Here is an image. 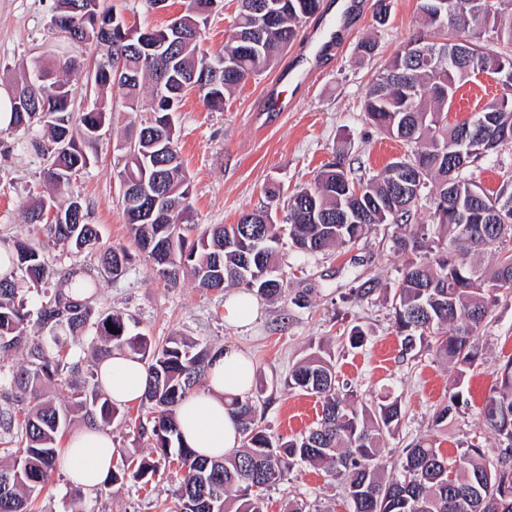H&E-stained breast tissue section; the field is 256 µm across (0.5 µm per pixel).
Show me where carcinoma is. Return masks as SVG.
<instances>
[{
	"mask_svg": "<svg viewBox=\"0 0 512 512\" xmlns=\"http://www.w3.org/2000/svg\"><path fill=\"white\" fill-rule=\"evenodd\" d=\"M100 0H54L52 15H62L75 26V35L52 61L57 67L75 65L73 53L93 43L109 47L107 60L94 74L99 99L83 111L74 109L72 84L54 76L48 83L33 84L32 70L18 81L29 109L11 97L9 122L0 126V138L19 131L32 134L34 155L47 161L45 174L55 191L66 197L39 196L27 209V221L54 243L68 245L70 255L91 254L112 278L130 270V254L123 247L105 245L98 228L87 222L84 201L76 189L75 175L91 165L87 144L100 136L112 112L104 98L110 92L131 112L141 111L140 94L150 85L155 97L159 81L170 87L172 108L149 107L153 119L140 123L135 150L122 151L114 160L120 181L146 179L165 196L166 215L151 224L141 219L137 207L124 205L131 235L156 274L175 285L180 272L191 270L198 286L213 291L243 288L261 297H276L286 277L277 264L281 232L287 231L294 249L312 256L336 246L353 244L377 224H394L399 232L394 247L404 256L400 278L392 293L394 327L402 349L409 354L426 349L452 364L462 375L480 359L479 332L498 294L512 293V189L490 192L463 176L478 159L512 143V0H451L448 15L438 16L433 0H418L423 30L412 38L424 55L423 62L409 60L400 48L377 73L366 92L363 112L369 124L411 146V154L394 161L380 173L355 181L343 158L328 164L312 184L287 197L282 225L265 210L243 214L236 224H213L189 239L191 183L185 173L170 113L183 100L193 75L203 65L224 69L214 85H200L203 102L211 109L224 108V98L239 85L267 70L292 45L301 24L317 15L322 0H283L277 24L263 33L262 46L244 49L253 27L251 0H240L231 38L219 53L200 52L203 28L213 0H187L173 21L180 24L185 41L168 42L171 27L153 30L156 43L166 53L151 60L135 53L141 32L123 27L106 39L95 27V18L110 12ZM454 39L468 44L471 66L501 78L502 94L486 102L474 116L452 127L448 110L470 73L454 62ZM505 47L500 51L492 44ZM122 67L131 81L114 87L112 70ZM47 130L49 143L33 136L34 127ZM469 129L476 141L469 158L455 161L458 138ZM404 169L420 189L434 193L432 223L414 224L416 201L398 197L392 189L396 171ZM56 217L48 220L50 210ZM325 218L310 221V211ZM359 210L358 224L340 218ZM248 236L259 260L242 262L236 239ZM488 255L491 265L474 260ZM0 355L20 347L26 361L19 369L0 373V455L13 458L0 469V482L9 489L0 493V512H35L34 502L49 488L59 460L58 436L83 412L92 428L112 426L128 413L112 403L98 382L75 388L70 400L56 402L46 388L69 385L80 358L74 350L79 337L94 330L104 339L101 357L130 350L140 356L148 385L144 401L151 415L133 423L141 436L152 440L160 459L129 457L96 489L110 495L117 482L147 485L160 462L176 463L182 481L172 492L169 512H265V494L287 479L302 463L321 466L343 486L351 512H512V358L505 361L490 389L477 424L495 433L503 448L498 464L485 460L480 446L460 444L459 459L449 462L438 441L441 427L469 408L463 392L449 396L437 407L433 427L402 449L395 471L385 475L381 449L403 419L401 402L388 395L373 404L354 403L336 378L332 356L320 349L297 362L288 374V388L313 396L321 404L316 426L288 439L274 441L256 421L252 399L236 398L229 410L241 431V449L221 459L195 454L181 440L176 409L206 373L211 350L182 336L153 343L133 331L130 319L92 306L97 287L91 270L72 262L60 268L43 248L21 236L13 240L0 260ZM33 290L37 299L27 302Z\"/></svg>",
	"mask_w": 512,
	"mask_h": 512,
	"instance_id": "cac0c4a2",
	"label": "carcinoma"
}]
</instances>
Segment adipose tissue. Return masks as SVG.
Listing matches in <instances>:
<instances>
[{
  "label": "adipose tissue",
  "instance_id": "1",
  "mask_svg": "<svg viewBox=\"0 0 512 512\" xmlns=\"http://www.w3.org/2000/svg\"><path fill=\"white\" fill-rule=\"evenodd\" d=\"M101 388L113 402L128 406L144 396L147 373L136 357L120 352L103 359L96 368ZM255 365L242 350L227 346L213 352L206 383L178 406L176 416L183 441L205 457L215 458L239 448L238 422L228 408L231 399L247 397L254 382ZM115 448L110 434L85 428L68 438L63 464L71 483L94 490L111 470Z\"/></svg>",
  "mask_w": 512,
  "mask_h": 512
}]
</instances>
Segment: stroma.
<instances>
[{"mask_svg":"<svg viewBox=\"0 0 512 512\" xmlns=\"http://www.w3.org/2000/svg\"><path fill=\"white\" fill-rule=\"evenodd\" d=\"M185 0H167L162 10L148 8L145 0H102L105 8L135 20L141 27H162L180 13ZM379 0H360V10L350 17L336 52L317 56L326 37L327 16H315L301 27L295 44L275 67L237 87L220 112L209 110L198 91H187L173 119L180 153L192 188V221L198 225L234 224L243 213L281 203L268 202L264 188L275 183L284 192L311 183L337 154H344L351 177L366 179L408 154L399 139L383 135L365 120L363 97L375 73L398 48L421 28L417 0H386L389 19L376 21ZM53 0H0V84L19 79L23 65L46 50L63 43L50 26ZM238 0H220L202 33L200 46L213 54L221 50L232 32ZM372 41L374 51L362 55L359 46ZM104 46L80 52L75 68L60 70L79 93L76 109L92 105L97 97L89 89L95 64L102 62ZM300 70L319 67L320 77L301 88L282 86L287 111L270 112L263 95L287 64ZM496 84L473 81L462 86L448 113L449 124L472 117L487 100L499 93ZM139 115L115 107L109 126L89 144L93 158L78 179L88 207L89 221L99 227L104 242L122 246L131 254V269L120 279L98 274L100 288L94 305L123 312L137 323L139 332L160 341L172 335L188 337L200 345H230L252 356L255 383L251 397L257 406L256 420L271 437L287 438L314 426L321 415L316 398L289 389L286 378L292 366L322 346L336 358V375L356 402L368 403L383 395L401 402L404 420L385 441L386 461L395 460L402 448L428 432L433 414L453 392H463L470 402L466 414L448 424L441 448L455 458L462 442L479 444L490 462L500 456L494 433L480 429L475 416L497 372L512 357V295H500L481 329L482 359L464 375L432 352L403 353L393 328L389 289L400 276L402 258L395 253L396 225L379 224L352 246L304 257L290 245L281 249L280 265L287 276L284 293L260 299L257 319L244 329L224 322L221 292L198 288L191 276L170 285L152 270L139 253L128 229L119 182L112 173L117 141L134 136ZM28 137L12 139L10 149L0 152V242L10 243L25 232V212L32 197L50 190L43 174L45 163L30 156ZM482 188L512 186V143L479 160L464 171ZM375 290L367 298L353 291L364 282ZM362 326L365 345L349 348L347 336ZM181 473L169 465L161 479L146 487L115 485L107 497L73 485L63 469L37 500L39 512H67L78 502L82 512H167L171 493ZM307 501L311 512H348L342 486L325 471L307 465L295 467L268 493L267 512H286L289 501Z\"/></svg>","mask_w":512,"mask_h":512,"instance_id":"stroma-1","label":"stroma"}]
</instances>
